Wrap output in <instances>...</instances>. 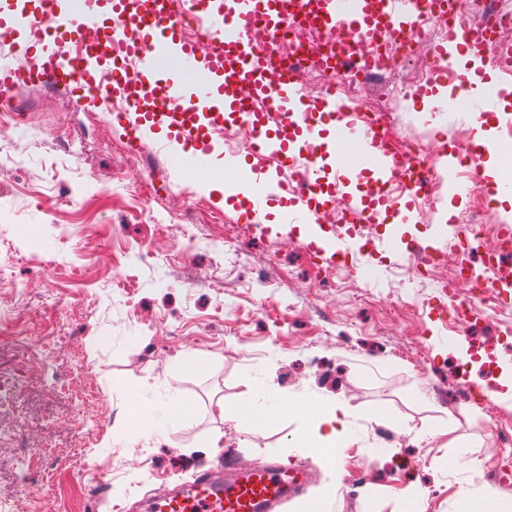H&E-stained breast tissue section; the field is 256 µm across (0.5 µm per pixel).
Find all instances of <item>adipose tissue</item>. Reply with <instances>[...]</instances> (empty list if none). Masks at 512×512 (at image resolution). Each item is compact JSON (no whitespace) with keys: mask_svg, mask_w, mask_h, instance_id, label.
<instances>
[{"mask_svg":"<svg viewBox=\"0 0 512 512\" xmlns=\"http://www.w3.org/2000/svg\"><path fill=\"white\" fill-rule=\"evenodd\" d=\"M279 390L272 381H264L258 392L238 405L234 418L239 425L249 426L258 421H275L281 412L276 404ZM308 422L301 435V445L310 454L328 459L330 453L342 447L348 429L349 413L344 403H326L315 398L299 405Z\"/></svg>","mask_w":512,"mask_h":512,"instance_id":"obj_1","label":"adipose tissue"}]
</instances>
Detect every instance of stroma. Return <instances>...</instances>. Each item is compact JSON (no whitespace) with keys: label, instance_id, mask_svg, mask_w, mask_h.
<instances>
[{"label":"stroma","instance_id":"obj_1","mask_svg":"<svg viewBox=\"0 0 512 512\" xmlns=\"http://www.w3.org/2000/svg\"><path fill=\"white\" fill-rule=\"evenodd\" d=\"M408 81L402 67L370 78L368 93L404 88L395 132L425 142L437 169L470 125L494 135L512 120L498 97L489 114L435 113L451 84ZM156 137L145 130L146 147L132 152L112 113L65 87L22 86L0 108V155L11 157L0 167V512H146L161 486L228 457L308 472L285 512L319 494L323 512H399L408 498L420 512H454L461 494L488 489L512 500V451L489 422L512 426L500 382L512 373V298L488 306L424 280L394 311L411 245L446 255L448 280L482 269L479 253L458 248L470 198L428 185L433 221L379 215L380 242L340 263L283 224L285 201L252 224L209 190L238 141L193 182L153 154ZM187 360L205 371L184 372ZM265 379L289 408L243 428L232 410ZM452 388L466 398L449 404ZM173 396L194 404L187 426H132L136 402ZM311 397L350 412L332 469L297 440L306 418L296 405Z\"/></svg>","mask_w":512,"mask_h":512}]
</instances>
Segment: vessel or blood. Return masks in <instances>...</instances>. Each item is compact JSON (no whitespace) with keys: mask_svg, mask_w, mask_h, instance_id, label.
Wrapping results in <instances>:
<instances>
[{"mask_svg":"<svg viewBox=\"0 0 512 512\" xmlns=\"http://www.w3.org/2000/svg\"><path fill=\"white\" fill-rule=\"evenodd\" d=\"M127 0H85L75 11L71 0H38L32 11L0 21V39L12 40L15 30L27 33L42 59L40 69L23 62L0 64V102L10 103L17 87L29 83L77 86L95 106L111 109L113 100L127 106L116 118L133 142H141L147 122H169L178 168L201 176L203 165L223 139L224 117L243 121L250 134L246 154L224 157L226 174L245 185L240 203L249 221H258L268 203L284 198L288 186L268 176L260 159L277 158L308 186L289 224H317L323 210L345 200L349 219L375 223L390 208L395 223L407 222L389 198L358 195L351 184L331 187L325 168L369 171L376 183L401 181L416 195L432 181L433 171L401 158L379 144V136L363 117L336 100L335 88L310 98L297 66L283 67L277 58L286 14L303 16L323 31L335 51L330 66L347 68L370 62L390 36L416 34L437 13L438 0H137L128 17ZM262 22L264 40L251 31ZM478 43L493 58L512 68V43L499 30L475 31L449 25L436 52ZM472 71L457 72L448 101L439 111L468 110L480 99ZM473 167L497 153L500 142L484 127H468ZM305 483L302 473L279 464L244 465L226 459L219 467L193 476L175 489H160L161 512H282Z\"/></svg>","mask_w":512,"mask_h":512,"instance_id":"1","label":"vessel or blood"}]
</instances>
